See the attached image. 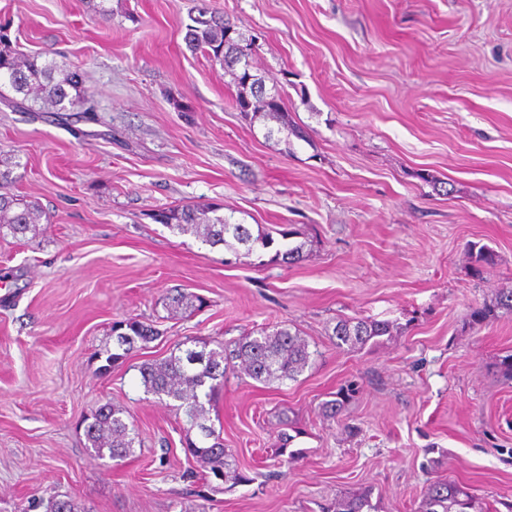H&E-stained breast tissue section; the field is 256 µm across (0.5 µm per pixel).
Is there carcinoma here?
I'll return each instance as SVG.
<instances>
[{
    "label": "carcinoma",
    "mask_w": 512,
    "mask_h": 512,
    "mask_svg": "<svg viewBox=\"0 0 512 512\" xmlns=\"http://www.w3.org/2000/svg\"><path fill=\"white\" fill-rule=\"evenodd\" d=\"M233 27L229 21L207 16L199 9L191 18L184 40L193 50L218 56L220 51L239 52L243 55L241 69L228 64L226 68L238 87L236 108L250 121L261 119L278 124V130L288 129V113L280 93L265 95L248 81L254 51L245 38L236 41L229 37ZM85 75L79 70L61 69L41 60L39 55L19 53L11 39L0 30V87H8L21 96L20 104H29L31 112H92L94 105L85 94ZM13 166L9 158L0 156V238L17 239L36 230L44 212L38 204L10 192L14 183ZM153 220L180 235H189L212 248L222 247L235 255L250 256L259 249L274 244L270 232L235 221L232 217L217 214V209L200 204L162 209L153 214ZM304 244L278 250L271 261L292 263L302 258ZM169 313L173 316L195 308L193 296L182 291L167 297ZM390 333L385 321L339 320L333 328L336 345H364L371 339ZM119 353H109L100 370L107 371L122 360L138 342L148 343L161 336L152 323L135 317L112 324ZM308 344L288 325L272 330L261 329L242 337L234 345L215 342L192 347L177 343L170 355L162 360L145 362L138 367L144 391L158 399L175 402L176 409L185 416V445L187 452L204 470L216 479L243 482L245 477L236 472L230 463L231 450L224 447L220 433L210 423V405L224 385L227 371L241 369L258 383L295 379L309 364ZM85 446L95 459L109 457L124 460L135 455L140 443L134 426L128 423L126 407L106 402L93 410L85 419ZM45 512H79L70 498L51 495L39 500ZM424 512H470L472 496L461 486L448 482L432 483L425 494ZM336 512H371L365 494L352 495L336 503Z\"/></svg>",
    "instance_id": "1"
}]
</instances>
